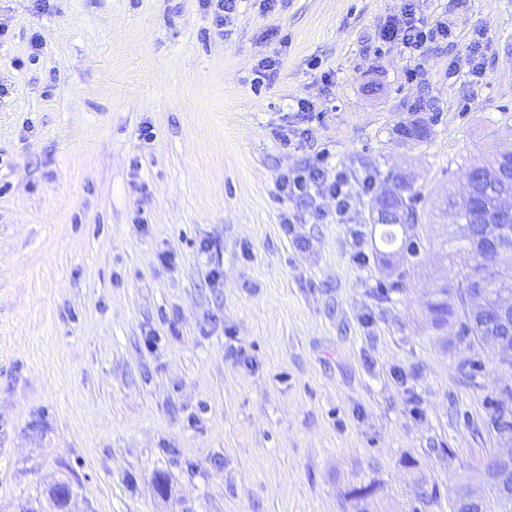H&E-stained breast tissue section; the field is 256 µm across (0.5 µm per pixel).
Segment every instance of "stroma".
<instances>
[{
    "label": "stroma",
    "instance_id": "1",
    "mask_svg": "<svg viewBox=\"0 0 512 512\" xmlns=\"http://www.w3.org/2000/svg\"><path fill=\"white\" fill-rule=\"evenodd\" d=\"M402 4L243 0L220 30L199 0H0V512H55L63 482L70 512H347L373 477L411 512L418 472L450 512L499 453L512 374L435 336L423 300L456 266L382 256L362 178L409 173L440 238L464 166L512 147V0H420L451 35L416 57L378 39ZM324 149L344 224L276 190ZM492 412L489 418V427L498 438L501 434L512 432V397L506 402L501 393L493 399Z\"/></svg>",
    "mask_w": 512,
    "mask_h": 512
}]
</instances>
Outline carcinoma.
Here are the masks:
<instances>
[{
	"mask_svg": "<svg viewBox=\"0 0 512 512\" xmlns=\"http://www.w3.org/2000/svg\"><path fill=\"white\" fill-rule=\"evenodd\" d=\"M400 133L405 139L421 141L428 137L430 129L422 121H413L401 126ZM476 166L487 175L480 187L482 210L477 212L465 202L448 196L447 203L454 207L455 223L468 228L469 233L458 236L450 231L439 244L440 259L464 254L469 256L471 263L458 270L454 284L442 281L429 290L424 311L431 329L445 341L451 344L465 342L469 346L476 343L489 353L494 346L512 348V321L498 317L492 308L485 313L470 308V290L465 282L484 289L492 305L504 297L512 298V287L481 274V256L474 249L476 244L484 241L489 222L498 226L499 236L504 239L506 247L512 246V220L498 218L501 198L512 195V183L497 178L499 173L512 170V150H498L477 163L464 166L463 172L467 174ZM371 221L385 227L381 234L382 242L397 246L394 254L406 266L416 265L434 249V242L409 233V229L419 223L418 194L411 189L395 199L391 212L375 214ZM489 427L497 437L512 432V400L507 402L501 396L493 400ZM474 477L486 482L491 497L470 499L466 494V484L460 483L453 490L451 512H506L512 505V469L499 471L492 482L483 470L477 471ZM383 492V483L372 479L350 486L345 497L351 512H373Z\"/></svg>",
	"mask_w": 512,
	"mask_h": 512,
	"instance_id": "obj_1",
	"label": "carcinoma"
}]
</instances>
